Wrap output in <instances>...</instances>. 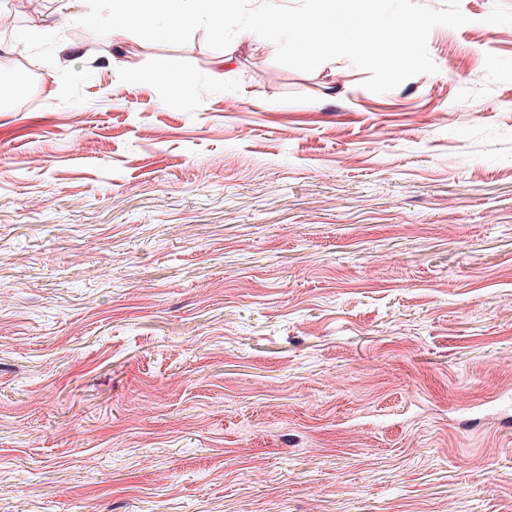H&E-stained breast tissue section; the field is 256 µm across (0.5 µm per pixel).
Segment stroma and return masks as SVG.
Listing matches in <instances>:
<instances>
[{"mask_svg":"<svg viewBox=\"0 0 512 512\" xmlns=\"http://www.w3.org/2000/svg\"><path fill=\"white\" fill-rule=\"evenodd\" d=\"M460 5L386 93L16 16L0 512H512V0Z\"/></svg>","mask_w":512,"mask_h":512,"instance_id":"35a3bbf8","label":"stroma"}]
</instances>
